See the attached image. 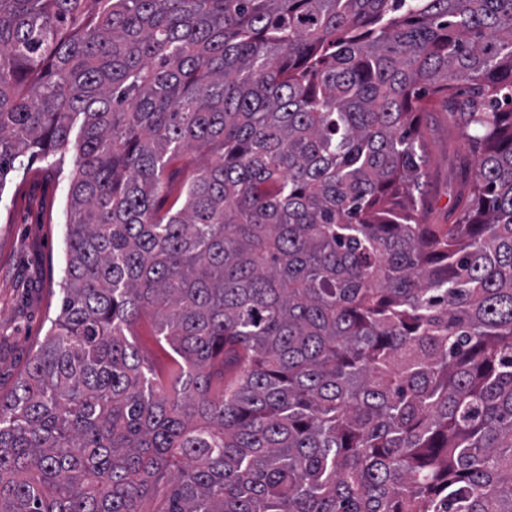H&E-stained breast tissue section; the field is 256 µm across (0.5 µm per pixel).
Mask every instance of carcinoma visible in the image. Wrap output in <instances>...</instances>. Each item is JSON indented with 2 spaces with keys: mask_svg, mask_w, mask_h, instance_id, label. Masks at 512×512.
Listing matches in <instances>:
<instances>
[{
  "mask_svg": "<svg viewBox=\"0 0 512 512\" xmlns=\"http://www.w3.org/2000/svg\"><path fill=\"white\" fill-rule=\"evenodd\" d=\"M68 151L0 512H512V0H0V189ZM426 175L422 179V194L428 205L429 224H446L448 205L458 189V160L453 144L459 130L448 106L442 100H433L422 119ZM135 340L140 351L159 367H165L169 363V356L160 347L154 334L153 323L148 316H143L133 328Z\"/></svg>",
  "mask_w": 512,
  "mask_h": 512,
  "instance_id": "1",
  "label": "carcinoma"
}]
</instances>
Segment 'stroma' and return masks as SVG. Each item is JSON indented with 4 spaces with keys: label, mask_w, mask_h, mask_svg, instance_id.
Segmentation results:
<instances>
[{
    "label": "stroma",
    "mask_w": 512,
    "mask_h": 512,
    "mask_svg": "<svg viewBox=\"0 0 512 512\" xmlns=\"http://www.w3.org/2000/svg\"><path fill=\"white\" fill-rule=\"evenodd\" d=\"M427 219L446 221L458 189L453 144L459 130L448 107L431 101L423 114ZM68 172L35 163L26 178L0 191V395L12 392L43 345L60 311L66 265L64 239Z\"/></svg>",
    "instance_id": "obj_1"
}]
</instances>
